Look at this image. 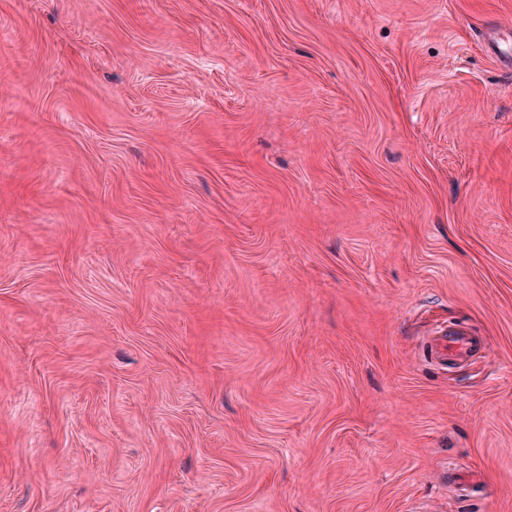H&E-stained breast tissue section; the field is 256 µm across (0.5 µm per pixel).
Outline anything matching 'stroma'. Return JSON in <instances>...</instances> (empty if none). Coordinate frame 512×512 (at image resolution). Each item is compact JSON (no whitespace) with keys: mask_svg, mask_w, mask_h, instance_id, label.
<instances>
[{"mask_svg":"<svg viewBox=\"0 0 512 512\" xmlns=\"http://www.w3.org/2000/svg\"><path fill=\"white\" fill-rule=\"evenodd\" d=\"M0 512H512V0H0ZM431 357L438 363L463 362L481 347V339L462 326L444 327L426 342Z\"/></svg>","mask_w":512,"mask_h":512,"instance_id":"35a3bbf8","label":"stroma"}]
</instances>
